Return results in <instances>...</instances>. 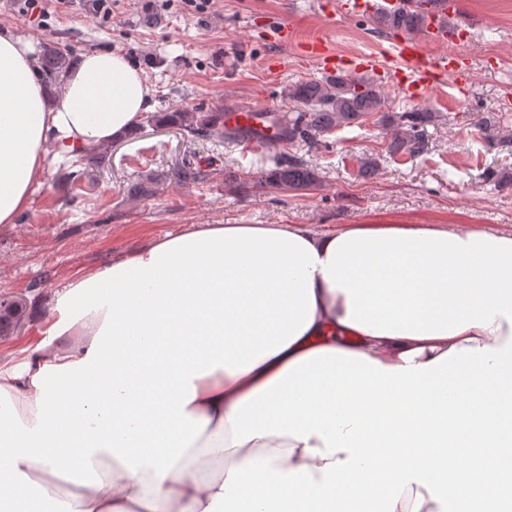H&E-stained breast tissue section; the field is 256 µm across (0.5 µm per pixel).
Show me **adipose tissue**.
I'll return each mask as SVG.
<instances>
[{"label":"adipose tissue","mask_w":512,"mask_h":512,"mask_svg":"<svg viewBox=\"0 0 512 512\" xmlns=\"http://www.w3.org/2000/svg\"><path fill=\"white\" fill-rule=\"evenodd\" d=\"M151 93L94 50L48 96L32 42L1 32L0 224L49 141L123 137ZM47 302L0 360L4 512H460L512 473V233L194 224ZM489 435L493 458L460 448Z\"/></svg>","instance_id":"adipose-tissue-1"}]
</instances>
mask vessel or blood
Wrapping results in <instances>:
<instances>
[{"label":"vessel or blood","instance_id":"b4317fda","mask_svg":"<svg viewBox=\"0 0 512 512\" xmlns=\"http://www.w3.org/2000/svg\"><path fill=\"white\" fill-rule=\"evenodd\" d=\"M428 37L402 35L393 43L391 63L378 65L365 56L344 59L330 52L321 39L304 42L303 47L313 57L319 58L325 72L343 70L360 75L380 72L384 79L396 81L405 87L415 98L424 94L446 79L461 84L468 80L469 64L466 54L432 55L425 48L426 41L444 43L456 40L455 32L450 31L446 21L456 9L454 0H431ZM224 129L232 133H242L246 145L253 150H261L271 144L281 142L282 127L275 124L269 109L254 107H232L224 112Z\"/></svg>","mask_w":512,"mask_h":512}]
</instances>
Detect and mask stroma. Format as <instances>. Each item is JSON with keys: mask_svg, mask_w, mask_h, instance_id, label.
I'll return each mask as SVG.
<instances>
[{"mask_svg": "<svg viewBox=\"0 0 512 512\" xmlns=\"http://www.w3.org/2000/svg\"><path fill=\"white\" fill-rule=\"evenodd\" d=\"M344 0H215L199 13L182 0H119L111 19L70 0L51 10L37 27L0 0V28L30 36L70 58L114 49L130 56L146 74L154 109L169 112L221 105L258 106L285 113L289 84L322 77L317 60L276 32L294 24L300 39L326 40L346 58L385 55L395 37L374 15L345 12ZM452 22L463 28L460 44H429L430 52L462 50L471 80L434 88L423 99L407 98L397 85L382 84L383 113L420 107L434 112L429 150L409 158L387 150L391 129L377 117L362 127L328 134L327 147L282 145L322 175L318 190L294 195L270 188L240 190L226 184L229 166L261 167L265 152L245 151L222 138L198 144L179 130L140 122L133 138L112 142L111 167L100 177L66 191L55 186L57 161H50L30 210L0 226V301L22 303L23 326L0 335V357L19 352L50 319L36 301L64 277L100 266L146 241L178 233L190 224H310L333 231L346 224H459L478 231L512 233V189L489 182L487 169L512 170V144L490 143L476 121L493 117L512 131V0H458ZM195 155L204 182L183 185L173 169ZM377 172L358 177L364 159ZM158 177L155 193L131 198L128 184Z\"/></svg>", "mask_w": 512, "mask_h": 512, "instance_id": "35a3bbf8", "label": "stroma"}]
</instances>
